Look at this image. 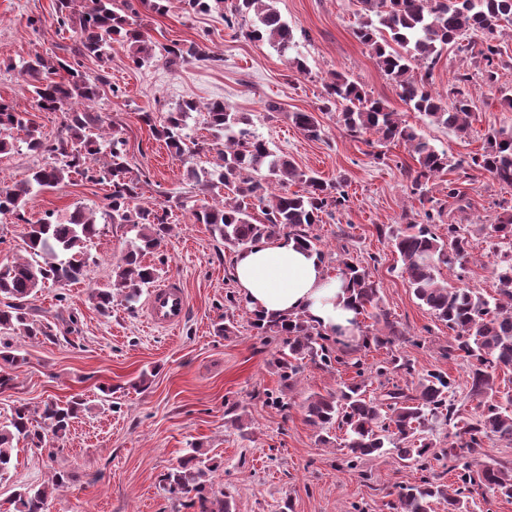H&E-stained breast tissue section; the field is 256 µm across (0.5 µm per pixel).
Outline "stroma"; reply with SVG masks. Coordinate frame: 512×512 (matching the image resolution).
I'll return each mask as SVG.
<instances>
[{
	"instance_id": "obj_1",
	"label": "stroma",
	"mask_w": 512,
	"mask_h": 512,
	"mask_svg": "<svg viewBox=\"0 0 512 512\" xmlns=\"http://www.w3.org/2000/svg\"><path fill=\"white\" fill-rule=\"evenodd\" d=\"M55 7L56 0H0V99L19 110L31 109L33 100L17 65L37 55L63 56L75 38L74 29L58 28ZM276 7L295 35L290 56L304 59L306 73L291 69L289 56L249 41L240 28L226 27L218 12L190 13L177 0L159 14L141 4L136 23L152 42L194 43L223 54L224 64L214 69L196 60L169 64L156 58L137 67L118 45L108 64L111 87L95 104L126 142L130 164L141 178V200L158 206L171 196L182 200L168 211L172 235L145 257L160 264L161 278H178L187 290L191 310L178 331L149 328L145 298L129 303L116 297L105 314L89 299L93 289L110 282L134 238L128 227L111 223L108 186L76 177L35 191L25 222L0 216V266L23 255L26 224L46 216L62 221L75 208L89 209L99 229L88 244L90 259L81 280L46 287L27 301L32 318L51 326L54 337L19 341L25 362L12 385L0 388V420L22 403L39 408L79 397L83 406L53 455L32 452L24 440L16 443L13 463L0 476V512H14V491L40 486L54 468L68 479L50 495L47 512H181V498L168 492L163 477L195 448L218 463L213 489L231 492L234 512H279L286 501L290 512H389L387 504L398 491L419 480V471L394 460L353 463L338 444H318L303 404L310 395L335 392L340 382L354 378V369L327 371L309 363L297 381L285 383L276 368L282 342L255 336L248 325L250 309L227 301V293L237 290L231 276L235 253L208 225L195 222L197 189L186 181L182 162L142 120L146 112L163 120L187 99H220L232 111L249 113L252 130L273 149L344 186L348 209L314 227L324 266L335 271L344 248L361 262H373L381 304L403 332L396 350L417 372L452 375L457 409L474 414L467 363L443 358L446 325L412 294L389 240L377 232L381 224L421 221L422 207L405 173L413 160L404 145L346 135L336 112L322 111L321 105L325 82L332 74L345 75L399 112L406 125L455 163L480 150L489 132L512 130V109L501 100L502 91L512 92V62L491 83L474 61L452 48L442 52L430 79L435 93L447 95L460 73L471 76V128L463 138L401 99L369 47L354 35L362 17L359 0H276ZM271 103L276 111H268ZM294 112L312 113L322 129L320 139H308L292 123ZM23 139V133H15L14 149L0 154V178L6 182L26 180L45 162ZM454 180L470 202L457 221L476 227L463 283L490 295L495 248L479 227L493 223L499 205H512V189L483 171L460 176L453 166L428 182L427 195L445 199ZM227 317L236 322L237 333L217 334L216 323ZM231 405L242 410L243 429L227 422L224 411Z\"/></svg>"
}]
</instances>
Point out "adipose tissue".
I'll return each mask as SVG.
<instances>
[{
	"label": "adipose tissue",
	"instance_id": "1",
	"mask_svg": "<svg viewBox=\"0 0 512 512\" xmlns=\"http://www.w3.org/2000/svg\"><path fill=\"white\" fill-rule=\"evenodd\" d=\"M233 278L251 310L267 316L301 314L331 331L349 327L355 312L345 289L317 254L276 237L239 251Z\"/></svg>",
	"mask_w": 512,
	"mask_h": 512
}]
</instances>
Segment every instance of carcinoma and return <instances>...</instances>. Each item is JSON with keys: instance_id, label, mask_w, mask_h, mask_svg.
Instances as JSON below:
<instances>
[{"instance_id": "obj_1", "label": "carcinoma", "mask_w": 512, "mask_h": 512, "mask_svg": "<svg viewBox=\"0 0 512 512\" xmlns=\"http://www.w3.org/2000/svg\"><path fill=\"white\" fill-rule=\"evenodd\" d=\"M363 20L355 36L370 47L377 65L396 84L405 104L448 127L460 137L469 134L472 100L464 85L467 73L457 78L448 92V101L429 86L431 70L444 49L453 47L465 57L477 56L489 81L496 80L504 66L501 37L512 26V0H361ZM137 10L133 0H57L55 21L58 27H74L78 37L69 47V58L55 61L36 56L22 63L19 76L40 112L65 115L67 137L56 144L45 141L39 125L28 112H18L0 102V154L13 150L11 133L24 132L27 149L49 155L52 161L34 169L19 183L0 185V214L24 220L33 190L52 189L76 174L85 180L109 186L107 200L112 223L130 225L136 241L116 263L111 281L92 290L90 299L101 313L111 307L114 297L125 301L139 298L142 288L154 283L159 269L144 262L148 253L158 250L170 236L167 211L138 203L140 180L129 166L124 140L115 132L105 133V120L93 104L109 85L107 77L83 71L84 61L105 64L115 42L127 46L133 64L141 66L163 52L168 63L202 60L213 67L224 65V57L194 45L179 43L157 46L134 28ZM251 17L242 33L251 41L267 43L284 55L293 45V32L274 5V0H235L224 13V24L233 27ZM483 36L475 49L472 35ZM425 72L417 74L418 66ZM323 110L342 105L338 123L353 137L375 135L383 143L402 142L409 148L416 167L407 170L413 186L448 172L449 159L420 137L378 99H373L355 81L334 74L324 86ZM194 112L206 113L213 136L212 150L217 162L212 170L199 169L187 158L197 152V143L184 133L187 119ZM294 125L309 139L321 137V127L309 112H295ZM143 120L154 135L164 141L170 154L186 165L185 177L203 195L215 183L224 186V199L202 201L194 216L224 240V247L240 251L262 239L292 237L306 249L322 254L313 226L323 217L341 212L349 202L341 183H328L313 172L298 168L286 155L270 147L269 141L248 128L249 120L231 111L222 100L200 105L186 100L167 113L160 125L152 123L150 113ZM107 140L109 160L101 169L91 161ZM456 168L489 173L498 183L512 187V133L493 131L481 151ZM297 185L299 189L291 190ZM424 219L396 229L382 226L378 232L389 239L402 263L409 288L417 300L448 327V346L443 357L470 362L469 397L477 402L478 412L460 415L450 397L455 379L441 371L417 375L414 364L392 351L403 335L382 309L380 288L369 266L345 250L339 255L338 272L349 291L357 314L370 323L355 322L364 346L388 350L381 364L365 368L359 361L356 378L342 382L334 393L313 396L304 403L308 423L316 429L317 441L331 443V430L344 432V447L352 460L395 456V461L427 470L430 461L452 463L456 488L423 475L419 483L398 492L397 500L387 503L392 512H431V504L445 501L448 512H470L474 494L512 499V468L485 460L484 445L496 440L512 447V395L497 396L499 372L512 368V251L496 256L493 267L495 294L485 296L475 288L460 287L442 276V270L465 271L471 260V234L464 224L445 217L447 205L432 197L419 196ZM448 222L446 233L437 224ZM490 236L512 243V207L503 209L489 225ZM97 234L94 212L76 209L65 222L45 219L30 224L25 233L26 251L36 256L0 268V296L10 299L0 309V361L9 371L0 374V387L13 381L11 370L26 361L13 347L8 335L28 339L52 337L49 326L29 317L27 298L46 284L66 285L84 275L88 256L87 242ZM250 326L259 336L282 338L288 351L278 360L283 381L301 372L302 361L325 369L346 365L343 349L349 345L320 326L299 315L265 319L254 315ZM401 374L405 383L392 376ZM379 379L381 393L367 395L368 378ZM81 406L78 399L50 402L39 415L25 405L10 409L0 422V476L9 469L14 442L25 439L37 449H51L65 436L71 419ZM443 421L455 428L446 441L424 436L430 423ZM216 466L212 459L191 454L164 477L167 490L186 498L185 506L197 512H233L229 494L217 497L209 491ZM48 487H26L13 495L15 512H46Z\"/></svg>"}]
</instances>
